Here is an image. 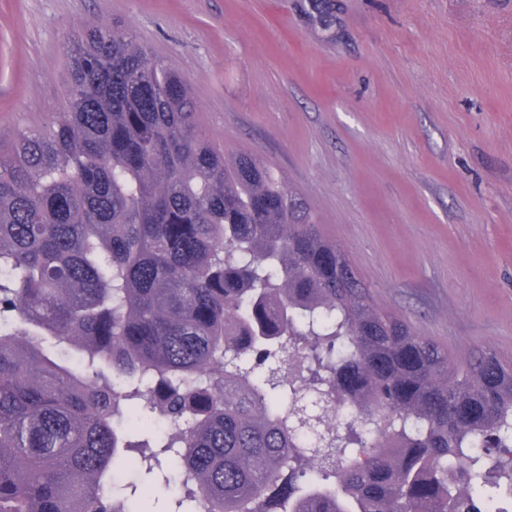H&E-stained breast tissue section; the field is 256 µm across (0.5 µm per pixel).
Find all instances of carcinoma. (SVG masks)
<instances>
[{
    "instance_id": "carcinoma-1",
    "label": "carcinoma",
    "mask_w": 512,
    "mask_h": 512,
    "mask_svg": "<svg viewBox=\"0 0 512 512\" xmlns=\"http://www.w3.org/2000/svg\"><path fill=\"white\" fill-rule=\"evenodd\" d=\"M0 141V512H488L512 366L380 309L271 164L199 133L132 27ZM324 374L312 390L279 376Z\"/></svg>"
}]
</instances>
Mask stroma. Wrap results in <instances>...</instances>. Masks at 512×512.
<instances>
[{"mask_svg": "<svg viewBox=\"0 0 512 512\" xmlns=\"http://www.w3.org/2000/svg\"><path fill=\"white\" fill-rule=\"evenodd\" d=\"M94 13L305 195L377 306L512 364V0H0V138L60 109Z\"/></svg>", "mask_w": 512, "mask_h": 512, "instance_id": "1", "label": "stroma"}]
</instances>
